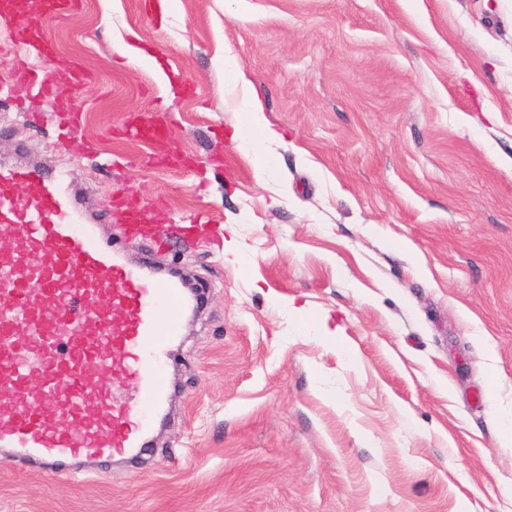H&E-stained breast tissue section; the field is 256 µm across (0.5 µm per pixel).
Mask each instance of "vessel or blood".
<instances>
[{
    "instance_id": "1",
    "label": "vessel or blood",
    "mask_w": 512,
    "mask_h": 512,
    "mask_svg": "<svg viewBox=\"0 0 512 512\" xmlns=\"http://www.w3.org/2000/svg\"><path fill=\"white\" fill-rule=\"evenodd\" d=\"M17 96H50L28 65L53 45L36 26L18 28ZM134 139L160 151V121L130 119ZM125 238L163 237L150 205L114 200ZM198 303L154 266L104 247L58 192L29 169H0V450L50 472L64 460L138 457L165 421L168 360Z\"/></svg>"
}]
</instances>
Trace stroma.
Listing matches in <instances>:
<instances>
[{"instance_id": "35a3bbf8", "label": "stroma", "mask_w": 512, "mask_h": 512, "mask_svg": "<svg viewBox=\"0 0 512 512\" xmlns=\"http://www.w3.org/2000/svg\"><path fill=\"white\" fill-rule=\"evenodd\" d=\"M12 28L0 167L37 170L108 240L110 197L153 201L166 242L119 246L182 269L201 307L140 466L0 456V512H512V0H79L39 21L52 62L27 54L95 74L66 147L56 100L12 94ZM133 32L148 62L117 52ZM236 66L283 137L264 177ZM133 113L183 164L124 134ZM191 215L213 240L179 238Z\"/></svg>"}]
</instances>
